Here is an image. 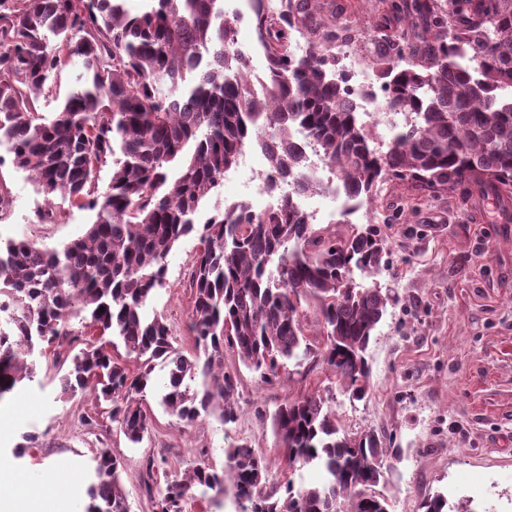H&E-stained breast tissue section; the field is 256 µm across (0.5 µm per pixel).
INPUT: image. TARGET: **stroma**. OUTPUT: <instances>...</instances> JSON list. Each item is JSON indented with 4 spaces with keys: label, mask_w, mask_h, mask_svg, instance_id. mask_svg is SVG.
Wrapping results in <instances>:
<instances>
[{
    "label": "stroma",
    "mask_w": 512,
    "mask_h": 512,
    "mask_svg": "<svg viewBox=\"0 0 512 512\" xmlns=\"http://www.w3.org/2000/svg\"><path fill=\"white\" fill-rule=\"evenodd\" d=\"M329 2L346 27L345 40L364 47L380 37L397 41L405 26L391 14L392 0ZM0 176L12 197L7 219L0 220L1 242L26 238L57 247L91 223L90 211L61 195L49 201L56 223H38L35 213L48 201L28 172L7 165ZM357 216L382 229L389 264L376 280L397 301L369 345L372 398L352 402L337 394V416L346 429L387 434L378 490L389 512H421L422 499L439 492L467 512H512V221L502 220L494 197L458 189L429 193L399 180L385 181ZM198 246L189 237L171 252L166 285L154 302L187 353L193 350L188 274ZM224 366L239 378L235 424L205 417L185 427L150 394L143 406L151 432L134 446L94 391L60 398L53 359L43 357L37 381L0 404V471L46 496L63 495V512H74L92 453L108 447L123 461L131 512H156L145 489L147 458L157 461L151 477L161 483L201 460L223 466L226 449L244 440L265 457L268 488L314 482V469L288 468L270 414L285 400L334 386V377L318 366L268 383L230 351ZM26 431L39 432L43 445L14 458L12 448Z\"/></svg>",
    "instance_id": "obj_1"
}]
</instances>
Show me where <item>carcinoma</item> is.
Returning a JSON list of instances; mask_svg holds the SVG:
<instances>
[{
	"mask_svg": "<svg viewBox=\"0 0 512 512\" xmlns=\"http://www.w3.org/2000/svg\"><path fill=\"white\" fill-rule=\"evenodd\" d=\"M125 2L0 0V143L11 153L0 168L9 162L31 173L45 197L60 193L95 212L82 236L59 247L0 244V401L35 381L47 348L74 340L78 317L139 367L133 372L111 348L89 343L68 360L56 356L65 368L59 395L94 387L132 445L149 433L142 401L155 389L163 410L186 427L207 416L238 420V376L224 370L226 350L265 380L317 354L349 401L368 398L366 352L391 301L374 280L388 263L378 225L349 224L341 235L316 228L292 197L260 213L234 202L203 221L200 207L250 146L264 151L271 171L294 176L299 192L319 191L301 171L298 132L319 145L352 200L371 201L389 179L511 199L512 0L394 5L408 28L384 50L377 80L411 121L386 154L336 78L340 27L317 22L315 0H284L279 15L250 0L267 62L259 92L250 57L229 38L224 0H143L137 14ZM303 29L316 43L297 57L290 43ZM75 58L84 60L85 82L43 117L39 96ZM109 162L101 190L98 173ZM190 236L201 248L189 281L187 355L164 315L148 307L164 286L168 256ZM357 271L371 283L356 282ZM311 331L323 337L318 351ZM157 361L165 369L159 389ZM333 403L327 387L272 413L288 467L313 468L320 481L268 490L267 463L242 441L227 449L225 466L201 461L156 488L157 512H184L198 487L231 494L238 512H389L375 491L385 437L346 430ZM21 439L17 458L41 447L36 432ZM122 469L111 449H96L83 512H130ZM421 508L448 512V496L427 497Z\"/></svg>",
	"mask_w": 512,
	"mask_h": 512,
	"instance_id": "1",
	"label": "carcinoma"
}]
</instances>
